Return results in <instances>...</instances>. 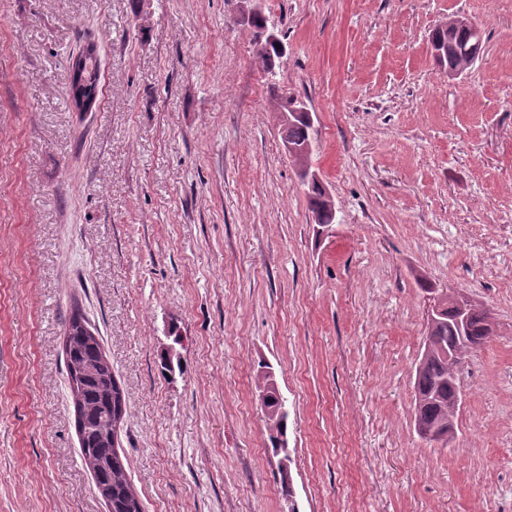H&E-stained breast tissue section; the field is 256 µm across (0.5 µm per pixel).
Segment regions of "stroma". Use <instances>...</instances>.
Segmentation results:
<instances>
[{
    "instance_id": "obj_1",
    "label": "stroma",
    "mask_w": 512,
    "mask_h": 512,
    "mask_svg": "<svg viewBox=\"0 0 512 512\" xmlns=\"http://www.w3.org/2000/svg\"><path fill=\"white\" fill-rule=\"evenodd\" d=\"M0 0V512H107L63 338L100 332L145 512H287L257 376L288 405L299 512H512V0ZM465 14L451 78L433 30ZM98 42L102 96L69 105ZM317 116L319 233L275 95ZM429 281L496 333L461 367L450 444L414 429ZM180 366L161 354L169 326ZM301 183L308 187L307 197L314 223L318 224L322 231L328 229L332 226L331 224L335 223L336 211L334 205L333 208L328 206V202L324 199V192L320 187H312L302 181Z\"/></svg>"
}]
</instances>
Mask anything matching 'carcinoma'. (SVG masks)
Segmentation results:
<instances>
[{"label": "carcinoma", "instance_id": "carcinoma-1", "mask_svg": "<svg viewBox=\"0 0 512 512\" xmlns=\"http://www.w3.org/2000/svg\"><path fill=\"white\" fill-rule=\"evenodd\" d=\"M253 26L257 30L256 57L270 71L276 55L265 46V19L256 20ZM77 58L85 77V93L96 99L101 74L99 52L86 54L81 48ZM311 130L312 126L305 120L283 123L282 143L303 150L312 144ZM307 197L314 223L323 229L335 223L336 211L328 206L321 188L308 187ZM491 325L489 313L477 305L470 309L463 329L446 314L428 323L414 381V427L424 441H442V436L448 433V418L456 416L461 401L460 380L448 363V351H455L458 359L464 360L468 353L488 342ZM89 327L91 324L78 308L71 311L65 324L70 340V347L64 351L67 383L82 384L80 397H72L81 460L93 458L107 465V468L93 472V477L98 495L111 507V512H144L142 501L128 480L125 458L114 446L110 430L113 414L124 412L125 392L115 377L112 361L100 357L103 349L100 338L94 335L86 339L85 329ZM257 386L262 393L271 446L276 454L287 459L288 410L285 401L279 399L271 372L260 375Z\"/></svg>", "mask_w": 512, "mask_h": 512}]
</instances>
